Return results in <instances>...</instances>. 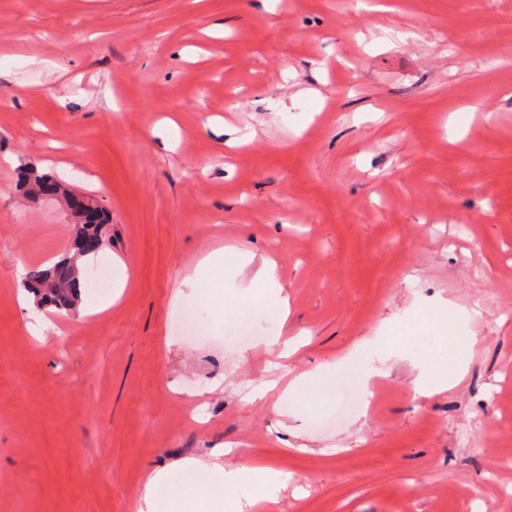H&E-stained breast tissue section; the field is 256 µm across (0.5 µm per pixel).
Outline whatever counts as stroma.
I'll use <instances>...</instances> for the list:
<instances>
[{
	"mask_svg": "<svg viewBox=\"0 0 512 512\" xmlns=\"http://www.w3.org/2000/svg\"><path fill=\"white\" fill-rule=\"evenodd\" d=\"M507 89L512 0H0V512H138L149 472L219 449L288 477L245 512H512ZM29 166L109 214L84 275H128L42 343L21 276L73 225ZM227 246L276 261L288 322L237 330L259 292L221 267L190 339L173 293ZM445 301L472 340L452 388L415 396L450 349L413 332L339 420L336 381L251 400L263 338L304 336L288 381Z\"/></svg>",
	"mask_w": 512,
	"mask_h": 512,
	"instance_id": "1",
	"label": "stroma"
}]
</instances>
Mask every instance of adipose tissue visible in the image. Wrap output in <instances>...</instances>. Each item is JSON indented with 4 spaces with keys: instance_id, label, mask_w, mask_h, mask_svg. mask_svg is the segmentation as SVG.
<instances>
[{
    "instance_id": "adipose-tissue-1",
    "label": "adipose tissue",
    "mask_w": 512,
    "mask_h": 512,
    "mask_svg": "<svg viewBox=\"0 0 512 512\" xmlns=\"http://www.w3.org/2000/svg\"><path fill=\"white\" fill-rule=\"evenodd\" d=\"M401 339L400 327L385 326L379 335L365 341L349 355L359 366L361 388H368L379 376L373 365L374 358L390 354ZM452 359L444 364L421 362L420 381L416 395L428 396L448 389L461 379L465 364L471 354V343L465 337L450 339ZM221 474L224 495L212 494L204 481L206 475ZM283 478L281 472L271 468H256L246 465L225 466L194 457L182 458L170 465L151 471L144 480L139 497V512H184L188 498H195L198 512H243L238 498L239 492L252 490L254 499L276 497Z\"/></svg>"
}]
</instances>
